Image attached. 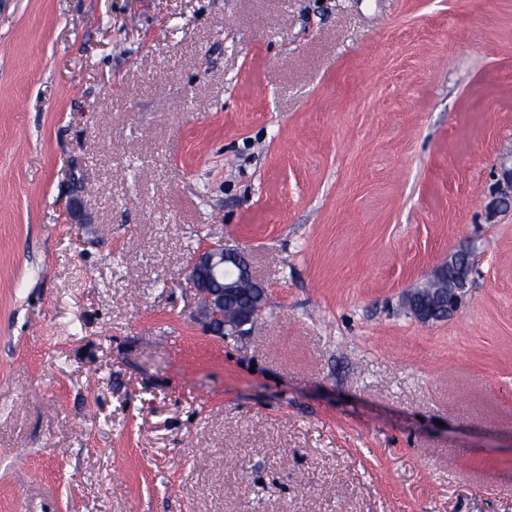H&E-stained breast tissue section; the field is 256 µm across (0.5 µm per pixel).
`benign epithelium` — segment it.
<instances>
[{
	"instance_id": "1",
	"label": "benign epithelium",
	"mask_w": 512,
	"mask_h": 512,
	"mask_svg": "<svg viewBox=\"0 0 512 512\" xmlns=\"http://www.w3.org/2000/svg\"><path fill=\"white\" fill-rule=\"evenodd\" d=\"M490 206L494 210L512 207V168L501 163L496 173ZM463 252L451 253L448 259L433 270L434 277H449V287L442 290L436 301L444 304V316L454 314L467 287V268L461 264ZM185 275L193 285L196 307L194 317L210 336H245L267 307L268 288L258 281L241 250L224 248V241L204 243L185 269ZM241 288L255 290L251 306L229 316L224 304L231 301Z\"/></svg>"
}]
</instances>
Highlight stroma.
<instances>
[{"instance_id":"1","label":"stroma","mask_w":512,"mask_h":512,"mask_svg":"<svg viewBox=\"0 0 512 512\" xmlns=\"http://www.w3.org/2000/svg\"><path fill=\"white\" fill-rule=\"evenodd\" d=\"M510 158L512 0H0V512H512ZM490 206L494 210L508 209L512 205V168L500 164L496 173ZM244 254L241 250L224 248L223 240L209 241L194 252L185 269L195 291L194 317L210 336L247 335L267 307L268 288L254 277ZM240 288H254V301L230 317L224 304ZM467 255L469 259V268H467L461 264V259ZM473 259L471 255L465 252H457L448 254V259L441 262L439 265L435 267L432 273V277H443L446 279V272L448 271V275L450 278L449 288H445L444 282L438 281L427 288H445L442 289V295L437 296L435 299L440 303H444L445 312L444 316H450L454 314L461 303L463 293L467 287V280L469 275L472 272L473 268ZM468 273V274H467ZM430 289L427 291L417 293L419 297L418 301L422 299H432V295H436L438 290Z\"/></svg>"}]
</instances>
